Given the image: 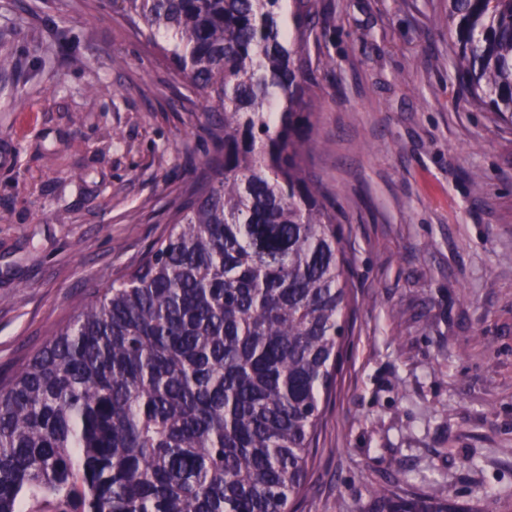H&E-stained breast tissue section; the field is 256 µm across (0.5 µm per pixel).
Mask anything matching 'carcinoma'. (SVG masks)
<instances>
[{"instance_id": "obj_1", "label": "carcinoma", "mask_w": 512, "mask_h": 512, "mask_svg": "<svg viewBox=\"0 0 512 512\" xmlns=\"http://www.w3.org/2000/svg\"><path fill=\"white\" fill-rule=\"evenodd\" d=\"M211 112L142 261L0 380V512H288L351 307L340 211L304 174L323 0H113ZM456 95L512 125V0H448ZM397 484L373 489L384 507Z\"/></svg>"}]
</instances>
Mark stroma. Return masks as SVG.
<instances>
[{
	"instance_id": "1",
	"label": "stroma",
	"mask_w": 512,
	"mask_h": 512,
	"mask_svg": "<svg viewBox=\"0 0 512 512\" xmlns=\"http://www.w3.org/2000/svg\"><path fill=\"white\" fill-rule=\"evenodd\" d=\"M325 3L304 166L342 212L354 302L295 510L380 512L392 480L512 512V127L456 99L446 0ZM0 54L8 378L164 232L209 120L112 0H0Z\"/></svg>"
}]
</instances>
